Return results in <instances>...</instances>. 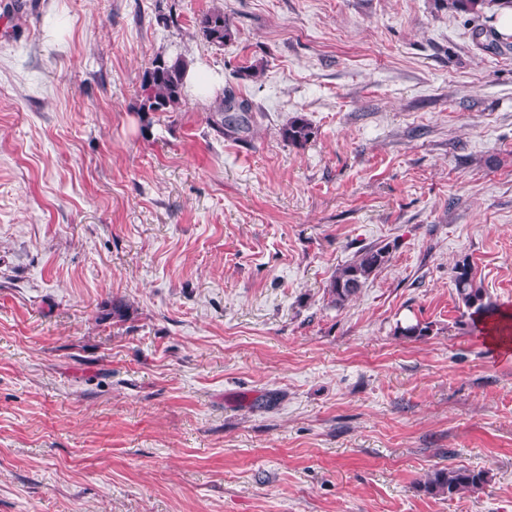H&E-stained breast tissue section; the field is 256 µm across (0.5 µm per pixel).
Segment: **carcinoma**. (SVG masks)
Segmentation results:
<instances>
[{
  "label": "carcinoma",
  "mask_w": 512,
  "mask_h": 512,
  "mask_svg": "<svg viewBox=\"0 0 512 512\" xmlns=\"http://www.w3.org/2000/svg\"><path fill=\"white\" fill-rule=\"evenodd\" d=\"M496 2L498 0H442L447 9L466 13L474 18L482 16ZM196 25L206 42L214 46L224 45L233 36L231 24L220 9L214 8L201 13L196 19ZM477 36L484 37L483 47L494 53L512 46L508 38L492 27L480 29ZM189 66L190 62L181 55H154L142 75L138 111L145 115L153 112H175L186 105L185 78ZM252 119L248 103L237 100L229 93L219 102L212 125L219 134L239 140L251 133ZM281 136L289 145L304 149L314 139L315 132L308 120L297 114L281 129ZM389 260L390 251L386 245L363 248L331 278L327 288L330 302L338 308L344 307ZM454 270L456 294L466 309L470 323L476 324L495 316L498 309L490 301L482 281L477 279V273L468 259L457 261ZM430 330L431 325L419 321L404 325L398 323L394 334L406 339H417L428 335ZM487 481V473L483 470L448 466L426 472L417 482V486L427 495L451 498L462 492L475 493Z\"/></svg>",
  "instance_id": "carcinoma-1"
}]
</instances>
